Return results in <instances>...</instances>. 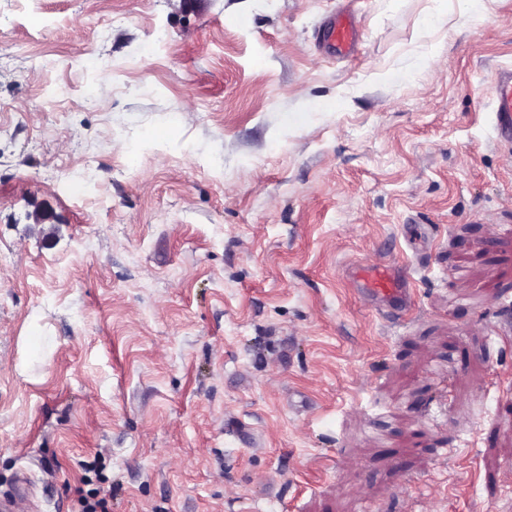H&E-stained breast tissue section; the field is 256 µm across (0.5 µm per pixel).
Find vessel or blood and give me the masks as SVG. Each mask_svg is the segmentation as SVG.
I'll return each mask as SVG.
<instances>
[{
  "label": "vessel or blood",
  "instance_id": "b4317fda",
  "mask_svg": "<svg viewBox=\"0 0 512 512\" xmlns=\"http://www.w3.org/2000/svg\"><path fill=\"white\" fill-rule=\"evenodd\" d=\"M359 37L360 30L354 16L344 12L330 15L321 34L327 54L337 59L352 57ZM489 90L495 126L505 143L512 145V68L493 72ZM348 279L364 301L393 319L403 318L413 306L406 286V272L401 267L354 266L348 270Z\"/></svg>",
  "mask_w": 512,
  "mask_h": 512
}]
</instances>
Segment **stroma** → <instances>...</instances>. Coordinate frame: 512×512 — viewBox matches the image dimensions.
<instances>
[{
	"instance_id": "35a3bbf8",
	"label": "stroma",
	"mask_w": 512,
	"mask_h": 512,
	"mask_svg": "<svg viewBox=\"0 0 512 512\" xmlns=\"http://www.w3.org/2000/svg\"><path fill=\"white\" fill-rule=\"evenodd\" d=\"M340 4L0 0V494L512 512V0ZM359 37V25L355 17L344 12L330 15L321 34L326 53L337 59L352 57L358 47ZM493 116L500 137L512 147V68H500L490 77ZM347 276L364 301L393 319L403 318L414 304L406 287V272L401 267L354 266L349 268Z\"/></svg>"
}]
</instances>
